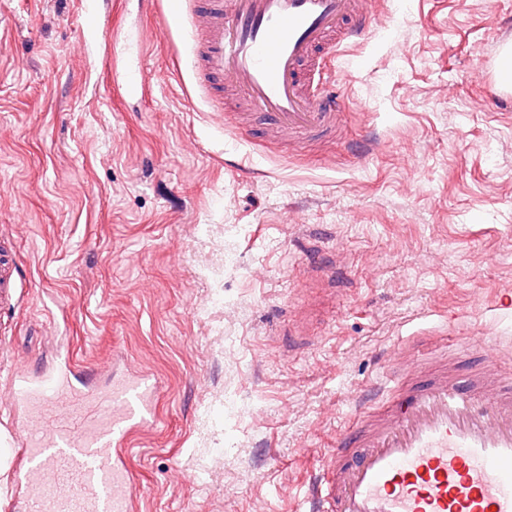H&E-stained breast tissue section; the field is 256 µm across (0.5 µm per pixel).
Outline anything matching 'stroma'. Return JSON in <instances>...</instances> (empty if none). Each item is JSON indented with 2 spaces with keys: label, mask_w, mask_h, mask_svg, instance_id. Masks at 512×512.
Returning a JSON list of instances; mask_svg holds the SVG:
<instances>
[{
  "label": "stroma",
  "mask_w": 512,
  "mask_h": 512,
  "mask_svg": "<svg viewBox=\"0 0 512 512\" xmlns=\"http://www.w3.org/2000/svg\"><path fill=\"white\" fill-rule=\"evenodd\" d=\"M165 0H0V386L64 359L162 383L138 512H297L350 394L420 331L512 337V0H386L338 48L341 131L224 127ZM371 138L367 155L353 142ZM351 281H312L315 246ZM316 318L289 352L282 317ZM17 266L14 262L6 260L2 266L0 262V310H10L15 306V288Z\"/></svg>",
  "instance_id": "35a3bbf8"
}]
</instances>
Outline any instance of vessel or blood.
Here are the masks:
<instances>
[{
    "label": "vessel or blood",
    "instance_id": "vessel-or-blood-1",
    "mask_svg": "<svg viewBox=\"0 0 512 512\" xmlns=\"http://www.w3.org/2000/svg\"><path fill=\"white\" fill-rule=\"evenodd\" d=\"M195 45L202 92L221 82L282 134L332 131L344 101L312 75H332L335 47L386 26L373 0H209ZM17 266L0 264V310L15 305ZM289 318L288 349L314 345ZM473 366L448 365L432 332L402 373L395 354L378 391L351 395L353 413L323 454L301 512H512V355L501 338L474 336ZM160 385L135 371L104 384L72 364L40 382L17 368L0 409L14 414L17 512H132L133 483L118 454L156 417Z\"/></svg>",
    "mask_w": 512,
    "mask_h": 512
}]
</instances>
